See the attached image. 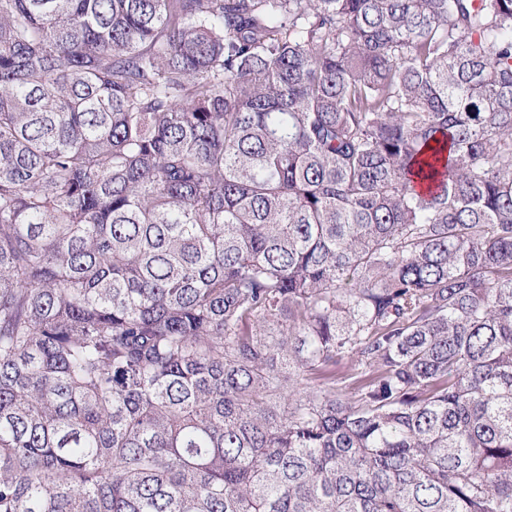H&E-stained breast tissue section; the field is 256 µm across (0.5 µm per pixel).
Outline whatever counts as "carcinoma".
I'll return each mask as SVG.
<instances>
[{
  "label": "carcinoma",
  "instance_id": "1",
  "mask_svg": "<svg viewBox=\"0 0 512 512\" xmlns=\"http://www.w3.org/2000/svg\"><path fill=\"white\" fill-rule=\"evenodd\" d=\"M0 512H512V0H0Z\"/></svg>",
  "mask_w": 512,
  "mask_h": 512
}]
</instances>
